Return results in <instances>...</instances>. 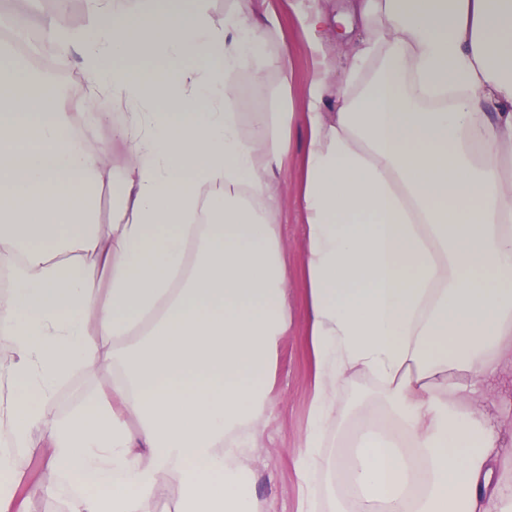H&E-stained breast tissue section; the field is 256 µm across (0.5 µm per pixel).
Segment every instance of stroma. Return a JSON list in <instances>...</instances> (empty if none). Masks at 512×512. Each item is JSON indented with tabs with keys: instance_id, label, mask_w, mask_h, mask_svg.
Segmentation results:
<instances>
[{
	"instance_id": "1",
	"label": "stroma",
	"mask_w": 512,
	"mask_h": 512,
	"mask_svg": "<svg viewBox=\"0 0 512 512\" xmlns=\"http://www.w3.org/2000/svg\"><path fill=\"white\" fill-rule=\"evenodd\" d=\"M295 0H265L264 10L276 16L289 47V69L268 72L264 84H254L248 72H241L239 95L245 112L290 113L287 151L280 178L283 186L281 222L283 245L288 254V289L296 309H303L304 274L298 238L299 215L296 203L300 168L307 148L302 112L304 86L312 68V56L294 9ZM73 125L87 151H95L102 141L111 140L112 126L123 119L121 110L111 112L109 121L97 113L73 110ZM108 372L73 373L44 403L46 418L58 419L91 399L99 389L110 384ZM274 405L268 416L266 446L255 472L256 488L262 512H297L302 482H318V475L302 477L296 466L297 447L306 428L312 393V374L302 325L284 337L278 349L272 378ZM476 408L512 428V373H503L493 390L478 395ZM21 483L18 498L27 512H60L72 492L71 486L50 469L40 452L19 459Z\"/></svg>"
}]
</instances>
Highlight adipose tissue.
I'll list each match as a JSON object with an SVG mask.
<instances>
[{"mask_svg":"<svg viewBox=\"0 0 512 512\" xmlns=\"http://www.w3.org/2000/svg\"><path fill=\"white\" fill-rule=\"evenodd\" d=\"M94 36L42 26L77 67L80 106H124L129 163L105 185L110 141L86 151L45 80L0 50V512L17 506L14 451L76 488L64 512H146L170 484L180 512H258L252 463L271 407L263 381L302 324L313 368L297 465L320 473L299 512H512L501 425L475 382L512 365V0H297L316 68L298 203L306 304L288 295L278 174L286 112L244 125L236 78L285 69L258 0H85ZM343 69V87L329 78ZM112 220H96L101 192ZM102 258L106 288L83 260ZM112 384L46 420L74 369ZM382 410L341 431L343 383Z\"/></svg>","mask_w":512,"mask_h":512,"instance_id":"obj_1","label":"adipose tissue"}]
</instances>
